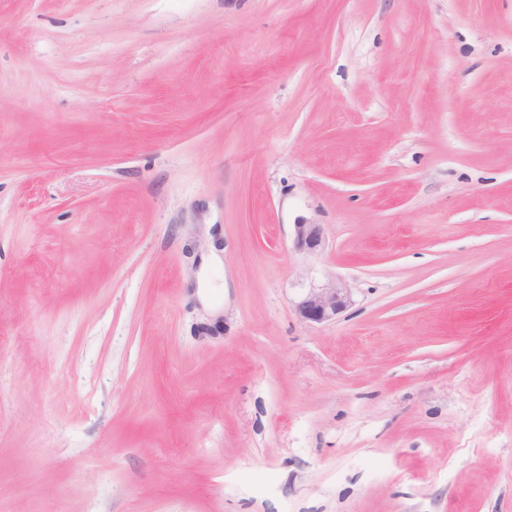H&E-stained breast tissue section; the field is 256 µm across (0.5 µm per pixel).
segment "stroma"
<instances>
[{"mask_svg": "<svg viewBox=\"0 0 512 512\" xmlns=\"http://www.w3.org/2000/svg\"><path fill=\"white\" fill-rule=\"evenodd\" d=\"M0 512H512V0H0ZM293 243L295 248L299 251L309 253L322 251L325 246V235L323 225H295ZM352 293L341 280H332L317 288H309L295 303L299 319L309 324H325L352 305Z\"/></svg>", "mask_w": 512, "mask_h": 512, "instance_id": "1", "label": "stroma"}]
</instances>
